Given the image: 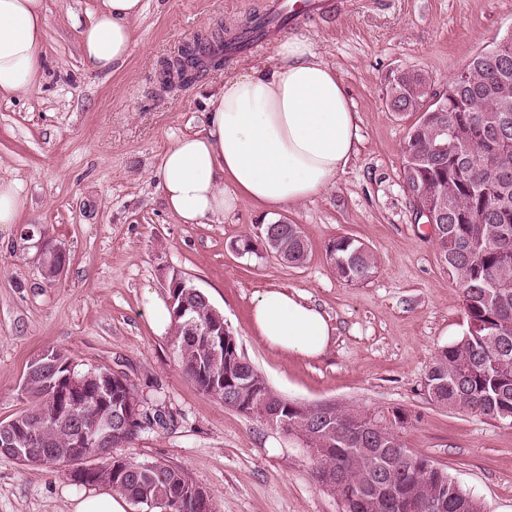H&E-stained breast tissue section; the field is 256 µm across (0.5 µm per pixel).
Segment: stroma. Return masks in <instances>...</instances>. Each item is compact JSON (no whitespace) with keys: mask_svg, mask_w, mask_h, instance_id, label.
<instances>
[{"mask_svg":"<svg viewBox=\"0 0 512 512\" xmlns=\"http://www.w3.org/2000/svg\"><path fill=\"white\" fill-rule=\"evenodd\" d=\"M46 65L25 90L0 95V178L29 200L21 224L0 231V421L26 407L22 377L38 352L54 349L76 370L126 376L145 409L167 426L140 430L112 453L187 469L214 512H342L319 488L295 437L202 393L183 374L170 332L157 331L147 295L167 299L166 274L201 289L238 336L270 388L300 404L338 402L368 413L401 410V435L486 505L512 507V425L431 403L426 370L462 333L466 317L437 244L415 221L401 174L409 118L389 108L399 70L428 73L444 91L471 58L512 32V0H342L327 21H302L281 36L307 35L336 68L361 117L357 155L322 193L271 211L243 202L214 224H185L165 206L156 175L178 137L204 128L202 93L235 73L225 58L190 86L163 90L160 69L194 37L235 32L268 0H145L127 63L112 76L83 61L78 33L94 0H45ZM300 225L311 245L289 267L240 255L233 244L278 219ZM349 236L370 247L378 268L349 284L324 246ZM66 259L55 281L42 272L41 242ZM299 292L335 328L326 352L307 359L266 346L253 331L257 292ZM84 486L51 467L26 468L0 455V512H69Z\"/></svg>","mask_w":512,"mask_h":512,"instance_id":"stroma-1","label":"stroma"}]
</instances>
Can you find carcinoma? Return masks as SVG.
<instances>
[{
    "mask_svg": "<svg viewBox=\"0 0 512 512\" xmlns=\"http://www.w3.org/2000/svg\"><path fill=\"white\" fill-rule=\"evenodd\" d=\"M224 36H202L166 62L163 84L172 79L195 81L223 60ZM432 80L413 71L390 95L402 115L417 119L407 130L402 170L410 192L424 191L448 212L446 237L439 247L444 272L461 291L466 316L462 335L441 349L425 373L423 387L428 399L450 411L473 414L512 424V121L500 122L499 90L512 88V46L506 56L478 54L467 70L458 73L448 89L429 93ZM447 103V111H436L430 98ZM273 233L288 248V264L299 266L309 245L298 224H274ZM325 253L337 275L347 283H361L374 273V254L349 236L327 242ZM196 321L206 328L216 324L211 303L191 298ZM171 342L186 377L202 392L245 416L266 421L273 407L277 420L290 435H305L314 452L309 454L316 485L341 494L326 482V475L340 472L348 486L367 495L363 512H389L378 498L389 477L407 475L397 485L401 495H414L428 506L437 498L448 501L446 512H487L485 505L459 485L448 471L430 458L408 448L396 429L404 427L408 415L393 412V419L367 414L351 407L329 409L317 405L307 411L271 390L264 377L240 350L238 337L227 336L218 357L171 328ZM249 380L246 387L243 380ZM54 374L45 370L23 381L32 404L0 427L41 434L44 446L34 441L26 468L54 465L67 470L82 460L71 444L72 430L89 425L98 409L93 395L75 409H54L49 384ZM112 406L128 409L131 429L114 436V444L129 441L137 432L154 424L164 426L160 413L144 409L133 386L123 376H113ZM112 491L141 507H160L166 512H192L187 498L175 504V494L199 486L191 473L164 461L142 463L112 458Z\"/></svg>",
    "mask_w": 512,
    "mask_h": 512,
    "instance_id": "obj_1",
    "label": "carcinoma"
}]
</instances>
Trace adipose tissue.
Masks as SVG:
<instances>
[{"label": "adipose tissue", "instance_id": "ef3b65f1", "mask_svg": "<svg viewBox=\"0 0 512 512\" xmlns=\"http://www.w3.org/2000/svg\"><path fill=\"white\" fill-rule=\"evenodd\" d=\"M144 0H96L79 31V51L93 70L127 62L132 24ZM45 0H0V94L29 87L44 67ZM273 64H253L225 78L206 100L203 131L164 152L157 176L168 210L186 224H206L248 200L275 209L318 195L342 174L360 142V115L339 76L302 35L273 45ZM251 322L268 346L304 358L327 349L333 328L300 293L259 292Z\"/></svg>", "mask_w": 512, "mask_h": 512}]
</instances>
